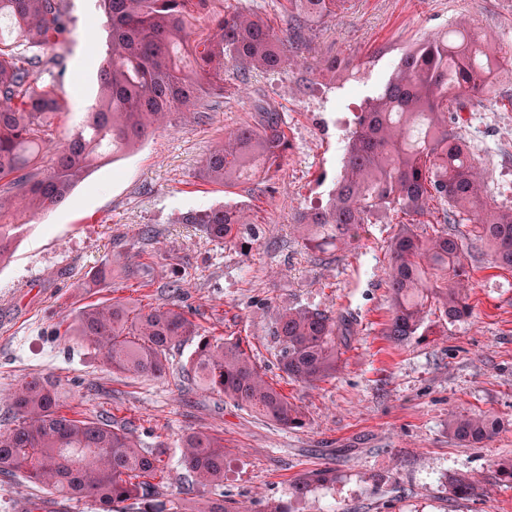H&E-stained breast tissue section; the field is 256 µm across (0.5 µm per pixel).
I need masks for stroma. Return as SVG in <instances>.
Instances as JSON below:
<instances>
[{"label":"stroma","mask_w":512,"mask_h":512,"mask_svg":"<svg viewBox=\"0 0 512 512\" xmlns=\"http://www.w3.org/2000/svg\"><path fill=\"white\" fill-rule=\"evenodd\" d=\"M74 27L66 76L56 92L66 115L55 136L81 125L97 91L95 61L106 33L96 0H66ZM495 33L512 47V0H351L315 31L304 62L285 72L225 73L224 97L205 124L159 130L124 159L93 172L46 217H23L16 250L0 265V395L32 376H52L67 391L70 415H111L146 447L167 446L162 500L179 498L187 475L180 440L191 431L224 438V496L253 512H512V485L498 478L512 460V271L495 268L469 225L462 238L472 276V312L444 321L428 314L422 337L390 342L386 290L388 245L405 215L365 225L354 245L322 262L301 245L297 212L327 201L342 165L345 138L365 99L375 96L400 58L458 19ZM348 60V74L309 68L317 59ZM249 98L281 113L289 148L266 196L241 184L197 178L198 166L225 130L249 121ZM459 133L480 156L491 206H512V79L499 77L487 100L464 113ZM244 208L255 238L212 242L191 224L190 210ZM112 260V285L81 282ZM179 299L207 335L240 339L257 366L302 406L300 427L286 428L231 401L199 392L183 377L194 341L171 350L164 379L112 372L84 343L60 342L51 328L80 307L119 298L143 306ZM310 306L348 316L343 363L335 378L310 388L278 368L275 334L282 308ZM452 411H488L503 422L491 443L465 447L446 429ZM328 467L335 481L289 500L304 473ZM466 474L477 496L452 494L448 479Z\"/></svg>","instance_id":"obj_1"}]
</instances>
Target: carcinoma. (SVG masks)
<instances>
[{
    "label": "carcinoma",
    "instance_id": "cac0c4a2",
    "mask_svg": "<svg viewBox=\"0 0 512 512\" xmlns=\"http://www.w3.org/2000/svg\"><path fill=\"white\" fill-rule=\"evenodd\" d=\"M106 49L97 64L98 97L81 126L54 143L63 105L41 81L64 74L63 46L70 30L64 0H0V22L16 42L0 35V265L15 249L16 218L60 207L90 172L149 139L173 119L199 123L224 97V68L280 73L297 61L309 33L346 9L348 0H286V28L277 32L242 0H98ZM512 74V52L492 37L474 38L469 26L438 34L405 53L383 90L367 100L354 121L335 187L323 206L295 215L305 249L325 258L331 248L359 237L366 224L393 214L423 217L431 202L445 205L443 223L472 224L474 239L492 251L496 267L512 271V206L486 209L483 180L472 147L448 123L468 101L491 93ZM252 121L224 134L205 157L198 177L224 187L268 183L288 150L280 113L251 102ZM195 224L217 243L255 236L244 210L226 205L192 210ZM386 287L391 316L385 335L404 343L419 335L424 318L438 312L450 322L471 314L470 274L463 245L449 232L423 237L403 224L389 245ZM112 282V262L98 265L83 283ZM346 318L312 307H285L276 323L279 365L286 377L314 387L336 375L342 361L339 332ZM61 340L87 343L112 371L162 379L172 348L194 339L185 376L197 388L284 427L304 423L301 406L264 378L240 340L200 334L179 301L149 307L118 299L81 308L55 329ZM60 381L33 377L3 400L13 423L0 431V478L25 480L64 503L89 499L100 512H247L196 489L224 485V438L193 431L182 439V465L191 477L186 504L158 499L152 480L164 473L167 446L145 449L107 418H73L62 412ZM497 418L451 413L448 435L467 445L492 440ZM331 481V469L307 473L290 486L303 498ZM459 498L476 495L465 474L450 479Z\"/></svg>",
    "mask_w": 512,
    "mask_h": 512
}]
</instances>
